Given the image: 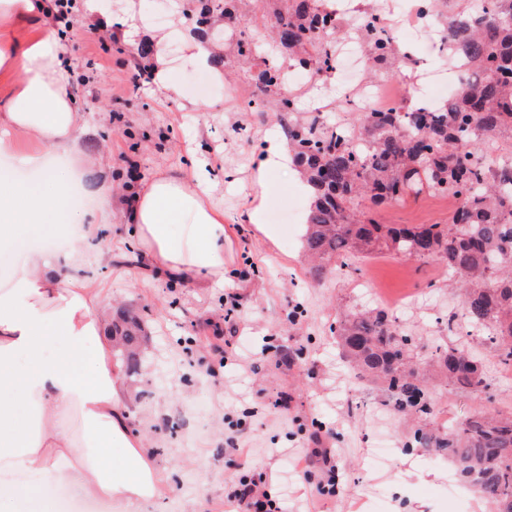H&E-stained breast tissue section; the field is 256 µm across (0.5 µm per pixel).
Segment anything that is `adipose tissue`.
<instances>
[{"mask_svg": "<svg viewBox=\"0 0 512 512\" xmlns=\"http://www.w3.org/2000/svg\"><path fill=\"white\" fill-rule=\"evenodd\" d=\"M37 17L32 38L18 41L15 27ZM67 46L49 0H0V75L12 81L0 104V155L17 137L68 155L75 147L79 103L64 66ZM255 176V203L247 221L261 224L265 187L273 171L287 168L280 132L266 139ZM45 153L25 157L39 170ZM211 176L197 160L177 172H160L123 203L134 244L175 282L211 288L224 282V217L212 205ZM71 188L67 176L20 182L0 175V248L13 246L32 226L53 224L71 243L67 252L32 248L13 279L0 288V472L56 473L94 500L123 501L145 512L161 479L148 443L128 423L129 410L112 363L111 318L93 280L73 275L77 252L102 227L77 218L62 222ZM181 234H174V225ZM67 348L54 355L57 340Z\"/></svg>", "mask_w": 512, "mask_h": 512, "instance_id": "ef3b65f1", "label": "adipose tissue"}]
</instances>
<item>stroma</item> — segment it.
Returning a JSON list of instances; mask_svg holds the SVG:
<instances>
[{
	"mask_svg": "<svg viewBox=\"0 0 512 512\" xmlns=\"http://www.w3.org/2000/svg\"><path fill=\"white\" fill-rule=\"evenodd\" d=\"M104 2L116 15L134 4V38L90 29L77 5L61 23L81 103L76 156L91 161L82 209L108 225L112 248L111 262L101 263L103 243L91 240L77 267L102 289L111 311L133 309L145 329L139 370L122 382L130 394L129 422L146 436L151 463L167 485L149 512H189L198 501L205 512H224V499L240 479L237 457L224 439L230 421L239 418L238 443L266 472L272 497L302 502L306 512H487L474 489L461 484L449 491L447 460L406 450L417 420L395 413L379 388L352 382L331 332L341 310L386 304L421 354L438 342L467 343V325L447 326L448 315L460 309L461 290L450 285L446 266L382 253L364 261L357 274L316 279L303 253L307 197L290 176L273 173L267 186L264 221L275 229V241L243 221L266 135L281 125L273 114L241 109L246 74L214 82L211 71L181 49L166 54L176 94L160 95L150 81L132 85L138 69L154 66L153 57L139 55V45L157 28H169L183 0ZM396 50L392 69L374 67L375 80L408 82L432 62L430 43L408 24L400 26ZM318 87L310 77L290 80L298 112L356 122L348 96ZM195 157L215 164L210 195L224 217V283L214 288L159 276L130 245L122 208L112 201L114 192L142 188L156 173L183 168ZM453 208L451 199L427 196L380 208L377 217L385 224H444ZM31 242L50 248L61 239L52 227L40 226L28 240L0 250V287ZM228 291L241 297L233 329L224 321ZM217 337L243 352L242 380L226 376L210 344ZM481 359L486 394L437 391L432 424L451 429L480 408L512 409V369L502 368L487 347ZM315 433L340 478L339 493L329 501L316 490L319 468L297 475L269 454L284 448L304 462Z\"/></svg>",
	"mask_w": 512,
	"mask_h": 512,
	"instance_id": "stroma-1",
	"label": "stroma"
}]
</instances>
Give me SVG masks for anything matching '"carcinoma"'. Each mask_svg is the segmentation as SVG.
Returning a JSON list of instances; mask_svg holds the SVG:
<instances>
[{
    "mask_svg": "<svg viewBox=\"0 0 512 512\" xmlns=\"http://www.w3.org/2000/svg\"><path fill=\"white\" fill-rule=\"evenodd\" d=\"M274 17L270 44L245 33L229 39L218 56L227 68L275 56L297 69H332L340 19L315 11L316 0H198V24L217 17L251 23L259 4ZM366 52L379 64L394 58L395 39L372 23L356 27ZM448 51L460 63L457 94L438 112L413 106L362 112L346 138L318 118L286 124L293 165L311 187L304 250L320 278L355 261L387 252L422 264L444 263L464 288L461 318L512 367V160L474 159V151L512 133V0H473L470 9L443 23ZM252 112L293 111L280 75L263 67ZM448 197L456 207L446 224H381L373 210L408 197ZM140 322L128 314L112 320L119 360L134 372L140 364ZM389 313L351 310L338 322L336 340L361 379L382 385L389 404L426 419L431 414L430 368L457 390L488 388L481 359L463 346L438 345L424 358L406 347ZM411 445L450 461L464 483L474 482L491 512H512V410L478 411L444 431L419 427Z\"/></svg>",
    "mask_w": 512,
    "mask_h": 512,
    "instance_id": "carcinoma-1",
    "label": "carcinoma"
}]
</instances>
